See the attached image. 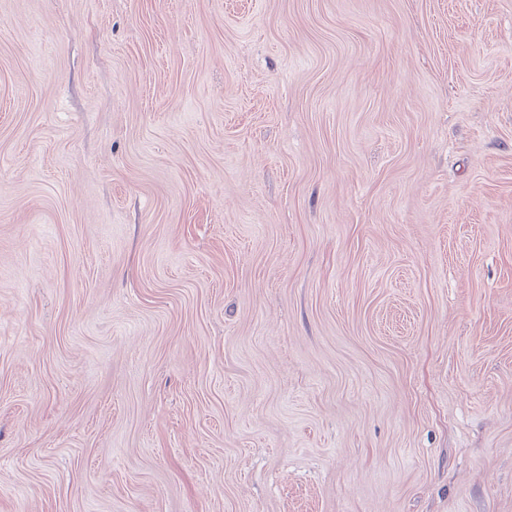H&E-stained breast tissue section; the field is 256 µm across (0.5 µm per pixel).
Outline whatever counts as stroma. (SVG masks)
I'll return each mask as SVG.
<instances>
[{
	"label": "stroma",
	"mask_w": 512,
	"mask_h": 512,
	"mask_svg": "<svg viewBox=\"0 0 512 512\" xmlns=\"http://www.w3.org/2000/svg\"><path fill=\"white\" fill-rule=\"evenodd\" d=\"M0 512H512V0H0Z\"/></svg>",
	"instance_id": "1"
}]
</instances>
